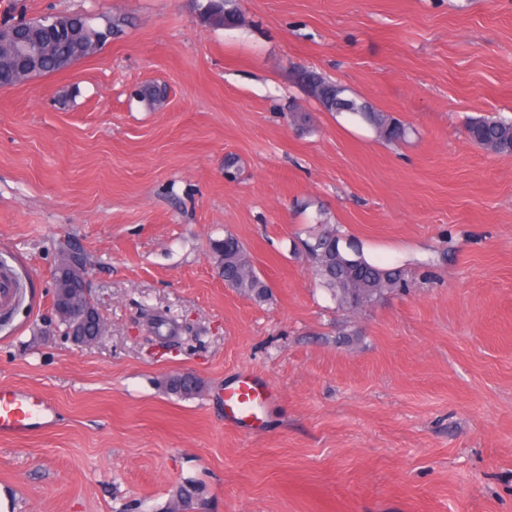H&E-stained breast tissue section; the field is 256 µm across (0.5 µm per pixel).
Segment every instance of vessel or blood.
Masks as SVG:
<instances>
[{
	"label": "vessel or blood",
	"instance_id": "obj_1",
	"mask_svg": "<svg viewBox=\"0 0 512 512\" xmlns=\"http://www.w3.org/2000/svg\"><path fill=\"white\" fill-rule=\"evenodd\" d=\"M275 393L269 383L244 371L224 389V422L251 431L259 427ZM52 409L44 398L16 388L0 387V436L26 437L34 434L39 421Z\"/></svg>",
	"mask_w": 512,
	"mask_h": 512
}]
</instances>
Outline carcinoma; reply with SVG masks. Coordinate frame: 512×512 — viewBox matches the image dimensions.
Instances as JSON below:
<instances>
[{
    "instance_id": "1",
    "label": "carcinoma",
    "mask_w": 512,
    "mask_h": 512,
    "mask_svg": "<svg viewBox=\"0 0 512 512\" xmlns=\"http://www.w3.org/2000/svg\"><path fill=\"white\" fill-rule=\"evenodd\" d=\"M203 19L224 29L244 24V16L232 0H204L198 4ZM125 18L104 16L101 27L87 26L75 37L63 33L47 35L46 52L41 58L37 75L62 71L79 61L77 49L87 47L104 37L105 31L117 32ZM305 84L311 96L326 112L346 113L368 126L390 144L404 141L409 127L387 112L375 108L369 101L349 94L342 84L316 69L305 70ZM141 103L151 109L164 104L156 85H146L138 92ZM466 137L475 145L498 155H512V119L487 116L470 122ZM304 251L315 276L326 288L339 307L356 310L378 301L385 293L407 292L412 281L404 270L385 268L368 261L360 246L343 241L332 224L311 231L303 241ZM217 263L224 267V283L250 299L262 303L269 300L271 289L254 266L243 243L234 234L224 232V239L213 247ZM171 394L187 397L200 391V387L186 377L173 378L165 383Z\"/></svg>"
}]
</instances>
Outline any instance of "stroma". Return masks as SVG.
<instances>
[{"instance_id": "stroma-1", "label": "stroma", "mask_w": 512, "mask_h": 512, "mask_svg": "<svg viewBox=\"0 0 512 512\" xmlns=\"http://www.w3.org/2000/svg\"><path fill=\"white\" fill-rule=\"evenodd\" d=\"M235 2L245 23L224 29L192 0H0V22L126 19L0 90V266L19 283L0 387L53 405L0 437L10 512H161L189 485L185 512H512V156L464 133L512 117V0ZM298 65L410 137L324 112ZM148 83L164 107L139 102ZM320 221L410 291L339 308L300 251ZM228 231L269 301L225 286ZM69 241L110 325L89 347L53 311ZM242 370L277 392L254 434L224 424ZM176 371L202 392H164Z\"/></svg>"}]
</instances>
